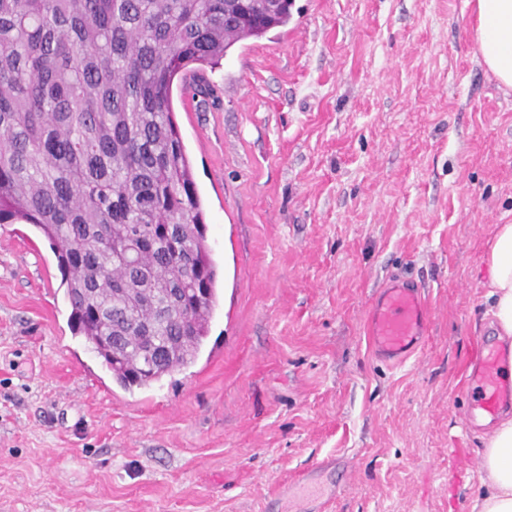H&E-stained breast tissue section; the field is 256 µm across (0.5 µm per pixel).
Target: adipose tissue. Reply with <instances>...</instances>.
Masks as SVG:
<instances>
[{
    "label": "adipose tissue",
    "instance_id": "adipose-tissue-1",
    "mask_svg": "<svg viewBox=\"0 0 512 512\" xmlns=\"http://www.w3.org/2000/svg\"><path fill=\"white\" fill-rule=\"evenodd\" d=\"M474 40L488 70L512 86V0H473ZM485 285L500 338H512V224L498 225L487 258ZM480 480L470 512H512V416L482 436Z\"/></svg>",
    "mask_w": 512,
    "mask_h": 512
}]
</instances>
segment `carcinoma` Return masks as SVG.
I'll use <instances>...</instances> for the list:
<instances>
[{
	"label": "carcinoma",
	"mask_w": 512,
	"mask_h": 512,
	"mask_svg": "<svg viewBox=\"0 0 512 512\" xmlns=\"http://www.w3.org/2000/svg\"><path fill=\"white\" fill-rule=\"evenodd\" d=\"M293 0H0V224L50 242L76 336L124 388L192 364L217 268L176 79L288 25Z\"/></svg>",
	"instance_id": "1"
}]
</instances>
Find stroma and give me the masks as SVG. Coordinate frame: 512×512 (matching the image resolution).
I'll list each match as a JSON object with an SVG mask.
<instances>
[{
    "instance_id": "35a3bbf8",
    "label": "stroma",
    "mask_w": 512,
    "mask_h": 512,
    "mask_svg": "<svg viewBox=\"0 0 512 512\" xmlns=\"http://www.w3.org/2000/svg\"><path fill=\"white\" fill-rule=\"evenodd\" d=\"M292 14L204 70L208 95L173 85L219 275L194 363L121 387L73 335L48 241L0 224V512H304L273 495L326 458L331 512H469L512 87L479 57L467 0ZM394 275L427 308L399 366L367 334Z\"/></svg>"
}]
</instances>
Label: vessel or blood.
<instances>
[{"instance_id": "b4317fda", "label": "vessel or blood", "mask_w": 512, "mask_h": 512, "mask_svg": "<svg viewBox=\"0 0 512 512\" xmlns=\"http://www.w3.org/2000/svg\"><path fill=\"white\" fill-rule=\"evenodd\" d=\"M426 310L419 288L390 279L380 290L370 313V338L376 355L384 362L403 363L417 348L425 333ZM512 354L496 345H485L472 380L477 406L488 415L512 407V381L503 369Z\"/></svg>"}]
</instances>
